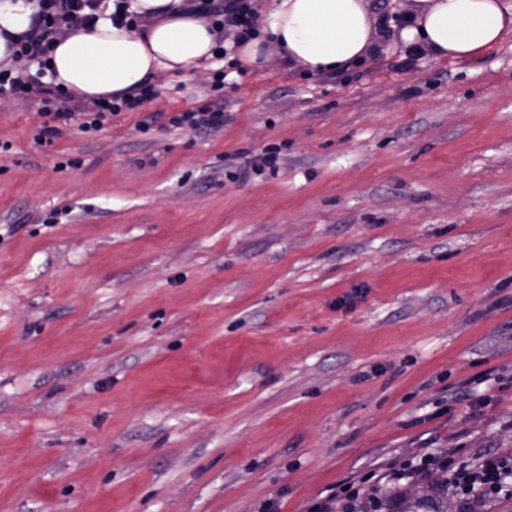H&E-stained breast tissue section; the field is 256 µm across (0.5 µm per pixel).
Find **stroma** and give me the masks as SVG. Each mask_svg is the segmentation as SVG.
<instances>
[{
    "mask_svg": "<svg viewBox=\"0 0 512 512\" xmlns=\"http://www.w3.org/2000/svg\"><path fill=\"white\" fill-rule=\"evenodd\" d=\"M222 71L50 144L0 97V512H376L512 454V36ZM176 128L203 130L224 125V103L213 100L198 106L195 110L177 112L168 120Z\"/></svg>",
    "mask_w": 512,
    "mask_h": 512,
    "instance_id": "obj_1",
    "label": "stroma"
}]
</instances>
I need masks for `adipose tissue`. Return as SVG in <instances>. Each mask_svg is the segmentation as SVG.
<instances>
[{"label":"adipose tissue","mask_w":512,"mask_h":512,"mask_svg":"<svg viewBox=\"0 0 512 512\" xmlns=\"http://www.w3.org/2000/svg\"><path fill=\"white\" fill-rule=\"evenodd\" d=\"M116 5L102 0L92 28L54 42L50 83L81 100L131 96L162 76H195L216 57L217 28L190 0H127L138 27L111 21ZM35 11L34 0H0V69L11 66L12 39L30 31ZM409 16L399 44L437 60L469 59L512 35V0H410ZM389 26L369 0H268L261 35L233 55L252 69L273 50L308 74H338L383 51Z\"/></svg>","instance_id":"ef3b65f1"}]
</instances>
